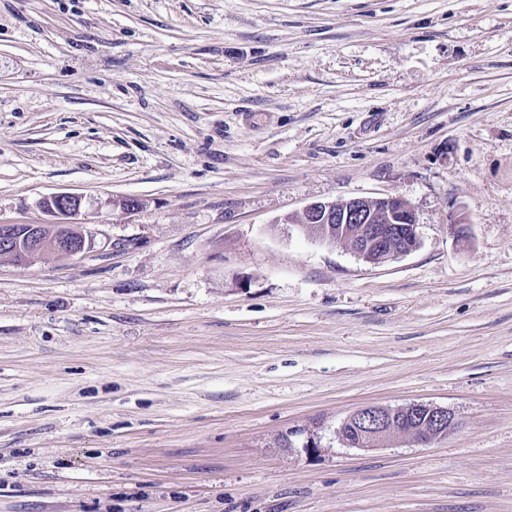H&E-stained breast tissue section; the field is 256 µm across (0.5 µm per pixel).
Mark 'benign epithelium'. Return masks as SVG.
Returning a JSON list of instances; mask_svg holds the SVG:
<instances>
[{
	"mask_svg": "<svg viewBox=\"0 0 512 512\" xmlns=\"http://www.w3.org/2000/svg\"><path fill=\"white\" fill-rule=\"evenodd\" d=\"M41 210L53 217L46 224H0V256L19 255L28 264L44 263L56 257L76 258L93 245V233L74 222L85 207V197L71 192L47 195L39 201ZM287 221L300 224L312 235L328 243H341L360 259L373 264L386 262L416 248L417 217L405 200L386 196L348 197L329 202H313ZM355 224L348 232L336 225ZM357 434L361 450H371L388 437L398 436L427 445L448 436L456 428L454 414L432 403H410L399 408L365 405L341 424Z\"/></svg>",
	"mask_w": 512,
	"mask_h": 512,
	"instance_id": "obj_1",
	"label": "benign epithelium"
}]
</instances>
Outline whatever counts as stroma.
<instances>
[{
  "mask_svg": "<svg viewBox=\"0 0 512 512\" xmlns=\"http://www.w3.org/2000/svg\"><path fill=\"white\" fill-rule=\"evenodd\" d=\"M61 191L93 247L0 258V512H512V0H0V222ZM381 196L380 264L286 221ZM413 402L456 428L338 435ZM398 411L403 413L400 419L395 418ZM421 421L418 428L412 423ZM454 414L447 408L432 403H410L399 408L383 405H365L350 414L341 424L339 434L349 447L371 450L388 437L398 436L416 444L427 445L448 436L456 428ZM348 427L357 434V442L353 443L355 433L345 435Z\"/></svg>",
  "mask_w": 512,
  "mask_h": 512,
  "instance_id": "35a3bbf8",
  "label": "stroma"
}]
</instances>
